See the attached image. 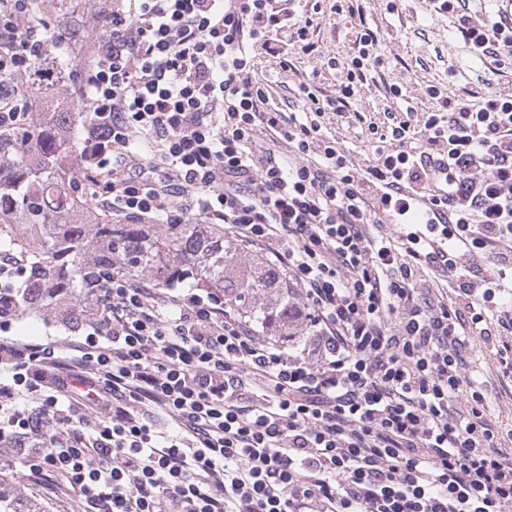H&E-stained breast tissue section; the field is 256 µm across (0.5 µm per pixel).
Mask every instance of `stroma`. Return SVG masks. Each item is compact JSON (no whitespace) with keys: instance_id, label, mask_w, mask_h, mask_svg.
<instances>
[{"instance_id":"35a3bbf8","label":"stroma","mask_w":512,"mask_h":512,"mask_svg":"<svg viewBox=\"0 0 512 512\" xmlns=\"http://www.w3.org/2000/svg\"><path fill=\"white\" fill-rule=\"evenodd\" d=\"M363 18L378 35V51L384 59L381 68L367 73L349 111L326 109L320 122L328 136L348 149L355 161L367 159L370 152L371 126L387 129L388 113L402 120L421 124L432 107L427 96L429 86L448 95L470 90L476 100L493 94H512V66L497 67L492 60L471 55L457 36L453 19L439 10L436 0H396L394 10H387L386 0H358ZM333 0H323L324 18L313 36L316 50L312 55L291 51L290 64L281 67L278 59L257 53L254 75L269 97L268 103L282 112H302L303 100L298 86L303 82L320 87L322 95L335 97L339 81L327 61L353 51L356 21L348 14L332 11ZM399 86L400 97H393L390 86ZM491 341L476 340L466 358L477 369L491 399V419L502 429H512V380L499 372L494 342L512 343V332L491 325Z\"/></svg>"}]
</instances>
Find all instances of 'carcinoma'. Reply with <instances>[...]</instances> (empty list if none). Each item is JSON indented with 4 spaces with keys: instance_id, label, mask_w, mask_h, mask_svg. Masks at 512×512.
I'll return each instance as SVG.
<instances>
[{
    "instance_id": "1",
    "label": "carcinoma",
    "mask_w": 512,
    "mask_h": 512,
    "mask_svg": "<svg viewBox=\"0 0 512 512\" xmlns=\"http://www.w3.org/2000/svg\"><path fill=\"white\" fill-rule=\"evenodd\" d=\"M91 2L33 0L34 16H51L53 43L23 81L28 118L0 131V250L25 257L34 295L24 311L61 302L81 309L116 271L216 293L260 332L292 335L287 272L240 250L224 225L112 224L90 203L76 167L82 128L74 99L85 104L89 92L73 77L80 55L64 48L86 50L101 33L104 17Z\"/></svg>"
}]
</instances>
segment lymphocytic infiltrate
Wrapping results in <instances>:
<instances>
[{
  "label": "lymphocytic infiltrate",
  "instance_id": "f902f5d3",
  "mask_svg": "<svg viewBox=\"0 0 512 512\" xmlns=\"http://www.w3.org/2000/svg\"><path fill=\"white\" fill-rule=\"evenodd\" d=\"M470 53L512 64V8L473 18L438 0ZM311 14L288 0H112L84 72L83 178L140 223L223 225L270 254L294 288L290 349L215 294L113 274L70 337L12 336L25 268L0 256V452L17 478L81 512H512V454L463 351L512 329V95L429 87L433 107L379 135L367 162L322 133L382 63L361 27L328 59L335 98L268 108L255 49L312 53ZM31 0H0V129L44 56ZM266 134L294 150L257 154ZM417 228L365 229L392 213ZM427 266L454 302L423 293ZM78 378L99 402L72 391Z\"/></svg>",
  "mask_w": 512,
  "mask_h": 512
}]
</instances>
